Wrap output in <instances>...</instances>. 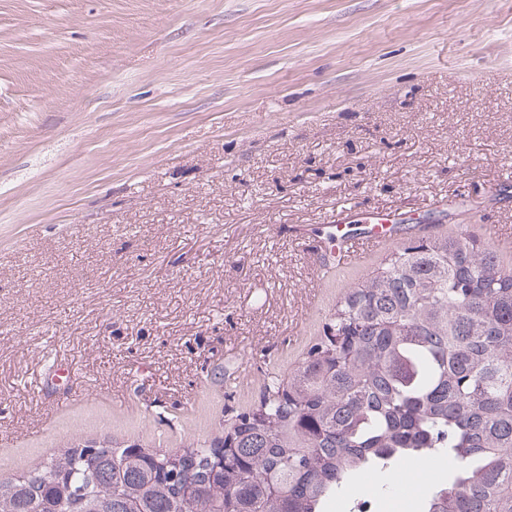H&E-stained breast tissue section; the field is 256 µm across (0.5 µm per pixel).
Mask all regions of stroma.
Here are the masks:
<instances>
[{"label":"stroma","mask_w":512,"mask_h":512,"mask_svg":"<svg viewBox=\"0 0 512 512\" xmlns=\"http://www.w3.org/2000/svg\"><path fill=\"white\" fill-rule=\"evenodd\" d=\"M438 201L512 239V0H0V479L221 435L403 243L324 275L318 230Z\"/></svg>","instance_id":"stroma-1"}]
</instances>
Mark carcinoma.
<instances>
[{
  "mask_svg": "<svg viewBox=\"0 0 512 512\" xmlns=\"http://www.w3.org/2000/svg\"><path fill=\"white\" fill-rule=\"evenodd\" d=\"M443 458L425 512H512V267L464 232L410 240L230 431L174 453L68 447L0 512H322L367 469Z\"/></svg>",
  "mask_w": 512,
  "mask_h": 512,
  "instance_id": "1",
  "label": "carcinoma"
}]
</instances>
